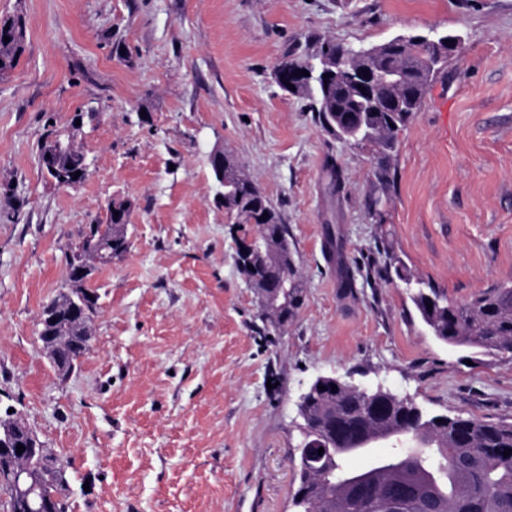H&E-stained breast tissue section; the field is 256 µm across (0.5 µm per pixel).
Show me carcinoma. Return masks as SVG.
<instances>
[{"label":"carcinoma","mask_w":512,"mask_h":512,"mask_svg":"<svg viewBox=\"0 0 512 512\" xmlns=\"http://www.w3.org/2000/svg\"><path fill=\"white\" fill-rule=\"evenodd\" d=\"M10 41L0 38V74L12 70L25 47L26 29L21 17L6 18ZM372 61L383 72L374 89L377 101L393 104L388 112H373L367 100L345 90L315 84L299 92L313 95L314 102L333 108L318 113L353 140L371 141L379 148L374 176L390 182L388 158L397 133L419 112L430 81L448 64V56L433 55L423 46L398 38L371 47ZM83 153L74 148L63 160L71 173L81 172ZM237 163L224 167V192L241 212L242 223L255 225L251 240L253 267L237 264L241 276L271 280L294 279L297 270L288 225L246 173L236 174ZM386 274H395L407 286H415L411 300L423 323L438 339L455 347L484 353L512 350V286L487 288L469 301L458 303L438 288L413 278L387 248L378 252ZM93 315L73 324L67 345L77 344L84 354L90 349ZM309 420L317 430L331 424L343 426L336 447L321 457H299V483L293 495L301 512H512V422L440 414L426 416L406 407L387 391L372 393L370 403L349 387L314 388L309 394ZM406 436L409 442L391 454L378 457L361 470L345 460L375 444ZM14 474L0 468V486L8 491L7 512H19L13 493Z\"/></svg>","instance_id":"1"}]
</instances>
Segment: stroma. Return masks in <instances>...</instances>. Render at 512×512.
Listing matches in <instances>:
<instances>
[{"mask_svg":"<svg viewBox=\"0 0 512 512\" xmlns=\"http://www.w3.org/2000/svg\"><path fill=\"white\" fill-rule=\"evenodd\" d=\"M13 16L26 42L0 76V414L68 462L69 512H289L298 404L320 377L512 421V353L438 340L404 284L371 270L384 242L453 301L512 285V0H0ZM432 28L461 43L383 187L372 146L325 131L274 70L326 38ZM62 130L89 163L72 188L39 163ZM218 148L288 226L304 293L283 333L264 331L236 267L254 227L230 231ZM113 202L130 207L129 247L94 265L90 349L62 378L40 314Z\"/></svg>","mask_w":512,"mask_h":512,"instance_id":"35a3bbf8","label":"stroma"}]
</instances>
